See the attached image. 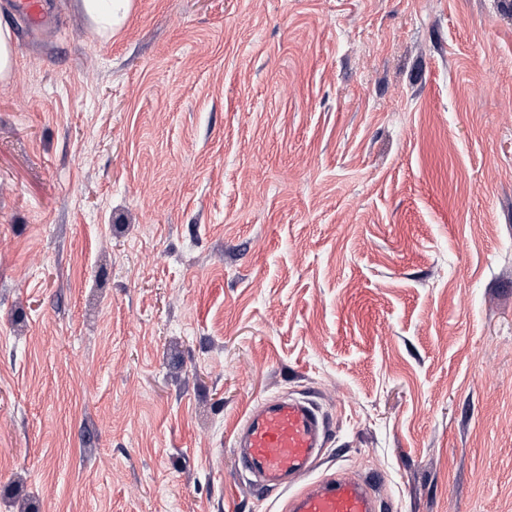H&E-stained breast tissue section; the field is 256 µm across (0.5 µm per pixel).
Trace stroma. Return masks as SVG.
Returning a JSON list of instances; mask_svg holds the SVG:
<instances>
[{
  "label": "stroma",
  "instance_id": "stroma-1",
  "mask_svg": "<svg viewBox=\"0 0 512 512\" xmlns=\"http://www.w3.org/2000/svg\"><path fill=\"white\" fill-rule=\"evenodd\" d=\"M0 0V512H283L315 481L512 512V0ZM44 0H11V12L22 16L31 30H45L47 28V8ZM93 29L101 36H112L126 22L132 0H79ZM16 64L13 35L9 28L0 27V79L9 78ZM325 439V419L313 404L297 398L265 399L237 428L238 469L256 485L290 490L311 472Z\"/></svg>",
  "mask_w": 512,
  "mask_h": 512
}]
</instances>
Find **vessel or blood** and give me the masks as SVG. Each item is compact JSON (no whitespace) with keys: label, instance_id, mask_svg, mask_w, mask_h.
Listing matches in <instances>:
<instances>
[{"label":"vessel or blood","instance_id":"vessel-or-blood-1","mask_svg":"<svg viewBox=\"0 0 512 512\" xmlns=\"http://www.w3.org/2000/svg\"><path fill=\"white\" fill-rule=\"evenodd\" d=\"M9 9L30 29H46L45 0H10ZM325 439V419L313 404L268 398L250 409L237 428V465L254 484L288 490L285 512H380L371 483L356 476L343 473L303 484Z\"/></svg>","mask_w":512,"mask_h":512}]
</instances>
